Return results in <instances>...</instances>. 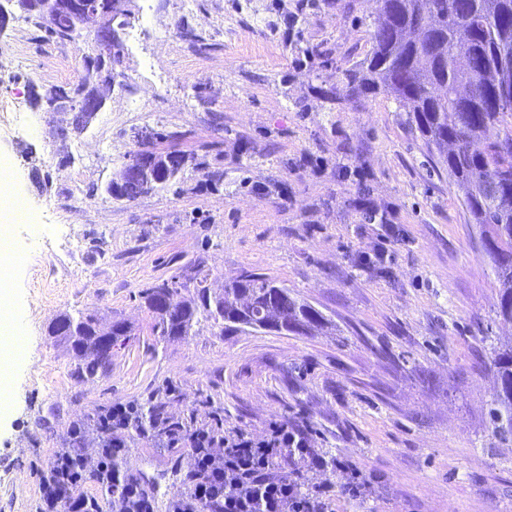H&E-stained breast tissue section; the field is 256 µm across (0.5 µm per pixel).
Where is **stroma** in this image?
Returning <instances> with one entry per match:
<instances>
[{"label": "stroma", "instance_id": "1", "mask_svg": "<svg viewBox=\"0 0 512 512\" xmlns=\"http://www.w3.org/2000/svg\"><path fill=\"white\" fill-rule=\"evenodd\" d=\"M147 33L129 44L125 87L82 133L28 103L31 86L76 81L80 47L20 18L0 45V163L31 214L14 227L12 310L26 348L0 411V512H35L36 466L68 426L115 402L153 405L192 428L267 437L288 420L344 461L324 473L332 512H512V444L489 427L490 343L512 335L480 232L408 113L383 94L336 102L340 70L364 60L377 0H135ZM188 26L196 41L175 36ZM314 66L302 65V49ZM205 158L183 192L133 201L102 190L132 134ZM257 273L321 311L332 330L229 329L159 336L141 296L196 293ZM101 310L128 325L110 366L78 381L49 327ZM126 466L159 512L184 496L180 449L130 433ZM368 478L363 497L343 492Z\"/></svg>", "mask_w": 512, "mask_h": 512}]
</instances>
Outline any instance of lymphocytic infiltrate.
<instances>
[{"instance_id": "1", "label": "lymphocytic infiltrate", "mask_w": 512, "mask_h": 512, "mask_svg": "<svg viewBox=\"0 0 512 512\" xmlns=\"http://www.w3.org/2000/svg\"><path fill=\"white\" fill-rule=\"evenodd\" d=\"M133 429L187 451L186 492L173 512H329L331 484L309 486L301 475L328 470L334 460L289 422L273 424L269 439L258 442L220 424L188 430L160 415L144 425L132 402L105 407L93 422L71 424L65 448L38 472L36 512H155L138 479L119 468ZM91 485L99 496L88 494Z\"/></svg>"}]
</instances>
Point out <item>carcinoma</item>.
I'll use <instances>...</instances> for the list:
<instances>
[{
	"instance_id": "cac0c4a2",
	"label": "carcinoma",
	"mask_w": 512,
	"mask_h": 512,
	"mask_svg": "<svg viewBox=\"0 0 512 512\" xmlns=\"http://www.w3.org/2000/svg\"><path fill=\"white\" fill-rule=\"evenodd\" d=\"M45 0H19L15 10L47 41L76 43L92 39L95 46L82 54L81 78L33 94L31 103L44 107L65 93L85 94L105 106L110 85L99 82L103 67L117 71L126 57L123 38L136 21L127 8L112 21V51L99 52L90 27L75 28L49 15ZM383 21L374 30L370 54L343 71L338 98L352 101L365 94L394 97L438 162L448 170L461 195L470 222L480 231L483 250L499 287L497 316L512 323V100L502 99L503 87H512V0H380ZM132 151L115 159L105 192L117 200L132 201L158 189L179 194L182 172L190 161L183 153H166V163L150 184L118 180ZM154 314L159 336H186L202 321L241 324L269 331L282 323L297 334L319 333L330 321L265 277L242 275L211 295L200 287L197 297L181 296L177 282H163L142 292ZM62 320L74 328L60 337L72 351L75 374L90 379L109 366L102 354L103 340L125 335L122 321L108 322L96 311L65 313ZM490 366L496 388L489 420L493 434L512 441V341L492 348Z\"/></svg>"
}]
</instances>
